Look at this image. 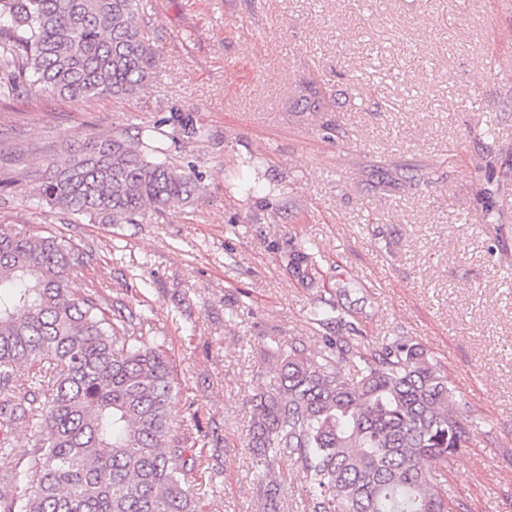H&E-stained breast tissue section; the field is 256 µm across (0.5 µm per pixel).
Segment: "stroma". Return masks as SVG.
<instances>
[{
    "label": "stroma",
    "mask_w": 512,
    "mask_h": 512,
    "mask_svg": "<svg viewBox=\"0 0 512 512\" xmlns=\"http://www.w3.org/2000/svg\"><path fill=\"white\" fill-rule=\"evenodd\" d=\"M140 3L155 58L136 97L0 100V227L73 240L90 256L73 288L148 311L178 372L172 415L208 436L201 512H261L251 380L263 352L320 350L308 314L342 282L365 338L423 345L478 425L437 472L454 503L512 512V0ZM154 128L200 172L192 203L114 224L30 199L63 140ZM250 155L278 191L229 193ZM303 243L307 281L288 268ZM276 468L281 512H308L295 456Z\"/></svg>",
    "instance_id": "stroma-1"
}]
</instances>
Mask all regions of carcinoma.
<instances>
[{
    "instance_id": "obj_1",
    "label": "carcinoma",
    "mask_w": 512,
    "mask_h": 512,
    "mask_svg": "<svg viewBox=\"0 0 512 512\" xmlns=\"http://www.w3.org/2000/svg\"><path fill=\"white\" fill-rule=\"evenodd\" d=\"M139 0H0V98L28 85L72 98L132 97L150 81L154 49ZM153 136L126 132L64 143L35 171L38 200L73 216L133 224L140 211L187 203L194 167L162 161ZM79 245L0 228V428H29L24 466L0 478V512H199L201 437L175 422L178 373L164 342L142 335L148 317L117 310L70 285ZM315 253L289 252L310 277ZM350 289L309 312L320 351L288 345L256 375L245 447L256 459L263 512H280L275 463L287 450L308 485L311 512H454L431 466L470 447L448 371L406 336L366 341L348 320ZM54 361L46 380L25 375Z\"/></svg>"
}]
</instances>
